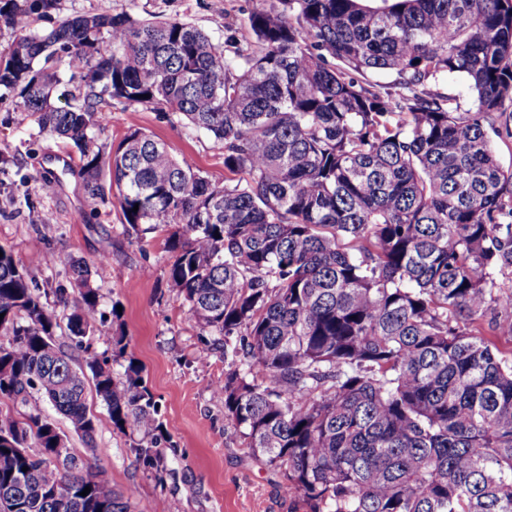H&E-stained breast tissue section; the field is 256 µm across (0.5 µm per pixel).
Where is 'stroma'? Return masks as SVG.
<instances>
[{
    "mask_svg": "<svg viewBox=\"0 0 512 512\" xmlns=\"http://www.w3.org/2000/svg\"><path fill=\"white\" fill-rule=\"evenodd\" d=\"M259 0H57L56 19L81 14L125 11L141 19L191 22L214 36L233 27L240 41H249L245 20ZM136 126L168 145L178 157L192 159L214 184L224 182V157L213 141L185 124L162 119L145 108L113 105L102 141L116 145ZM0 246L28 264L35 253L57 255L55 265L30 266L29 272L59 318L68 308L58 305L56 291L71 288L68 258L93 265V285L100 308L121 307L116 323L127 344L124 353L96 341L116 379H123L129 361L142 376L160 408L167 443L162 455L163 480L138 465L135 434L113 428L106 407L88 393L87 404L98 420L95 451L71 433L69 446L99 479L114 491L128 494L131 512H310L304 498L285 492L283 476L253 459L240 432L224 417V402L212 392L223 381L227 365L223 350L198 355L210 333L192 319L188 307L167 286L173 261L164 238L127 235L118 205L88 215L84 188L75 172L77 154L60 140L40 134L34 117L18 111L13 99L0 98ZM52 223H44L45 215Z\"/></svg>",
    "mask_w": 512,
    "mask_h": 512,
    "instance_id": "35a3bbf8",
    "label": "stroma"
}]
</instances>
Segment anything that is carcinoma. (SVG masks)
Returning <instances> with one entry per match:
<instances>
[{"label":"carcinoma","mask_w":512,"mask_h":512,"mask_svg":"<svg viewBox=\"0 0 512 512\" xmlns=\"http://www.w3.org/2000/svg\"><path fill=\"white\" fill-rule=\"evenodd\" d=\"M260 2L242 47L229 26L216 40L127 12L37 29L56 0H0V92L79 154L89 213L115 188L125 231L167 232L168 287L224 339L226 419L311 512H512V358L492 340L512 338V167L489 136L512 138V0ZM65 66L80 86L60 106ZM453 77L466 109L426 89ZM116 102L204 132L224 185L139 128L108 150ZM68 263L78 368L0 246V399L38 395L91 447L92 381L161 480L158 405L134 360L119 382L94 348L100 295ZM0 512L131 505L36 409L0 414Z\"/></svg>","instance_id":"carcinoma-1"}]
</instances>
